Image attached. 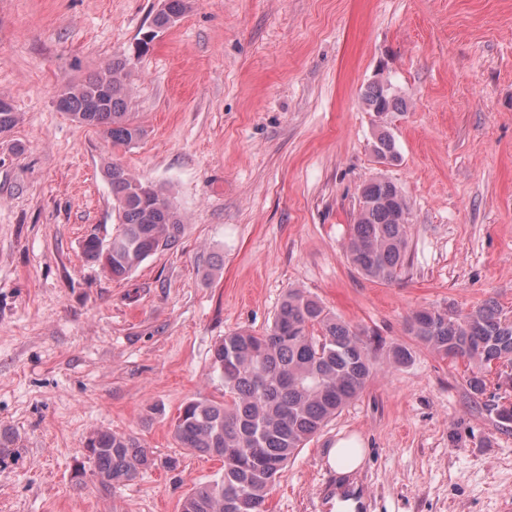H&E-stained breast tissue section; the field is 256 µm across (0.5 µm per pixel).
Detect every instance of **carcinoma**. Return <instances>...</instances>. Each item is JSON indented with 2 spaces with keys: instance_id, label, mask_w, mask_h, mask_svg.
I'll list each match as a JSON object with an SVG mask.
<instances>
[{
  "instance_id": "obj_1",
  "label": "carcinoma",
  "mask_w": 512,
  "mask_h": 512,
  "mask_svg": "<svg viewBox=\"0 0 512 512\" xmlns=\"http://www.w3.org/2000/svg\"><path fill=\"white\" fill-rule=\"evenodd\" d=\"M186 0H164L138 52L149 50L157 33L176 24ZM130 61L112 58L100 71L62 89L65 111L99 130L114 145L140 139L131 94L125 83ZM366 110L388 118L403 111L404 99L388 81H373L361 92ZM19 121V113L0 98V134ZM372 150L381 163L399 160L395 138L383 124ZM120 224L105 244L96 236L83 244L85 258L112 278H124L158 250L176 244L183 231L166 195L122 165L104 169ZM410 208L402 189L379 176L364 184L350 225L346 257L364 277L391 283L407 264ZM409 330L443 360L468 362L471 394L486 393V373L493 365L512 364V320L488 301L460 317L452 310L423 308L413 313ZM377 348L359 328L328 311L299 289L288 291L269 330L256 334L234 330L214 345L211 367L224 385V401L195 397L175 419L180 447L217 457L224 472L197 487L182 512H265L272 484L298 449L363 391L382 368ZM487 410L512 423V405L491 396ZM92 478L111 491L152 467L155 460L131 434L99 431L87 439Z\"/></svg>"
}]
</instances>
